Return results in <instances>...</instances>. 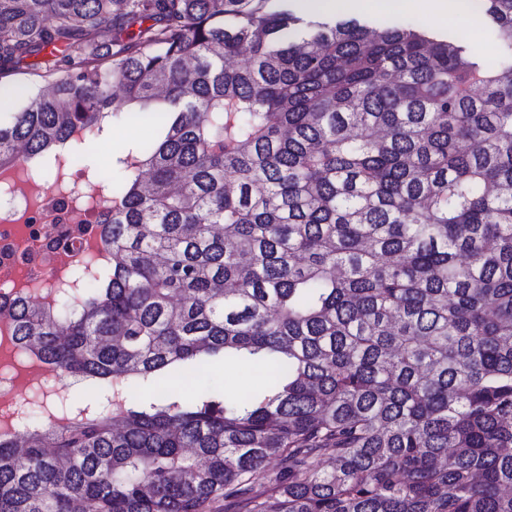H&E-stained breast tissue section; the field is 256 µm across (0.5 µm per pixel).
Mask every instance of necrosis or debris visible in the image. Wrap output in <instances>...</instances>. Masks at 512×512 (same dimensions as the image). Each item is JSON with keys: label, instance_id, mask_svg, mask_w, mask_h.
I'll use <instances>...</instances> for the list:
<instances>
[{"label": "necrosis or debris", "instance_id": "4bbe7bcc", "mask_svg": "<svg viewBox=\"0 0 512 512\" xmlns=\"http://www.w3.org/2000/svg\"><path fill=\"white\" fill-rule=\"evenodd\" d=\"M12 194L16 206L0 212V294L5 296L26 291L35 282L58 281L65 268L81 260L77 251L64 256L51 253L47 248L49 230H79L87 241L100 236L92 210L72 207L66 215H59L55 192L33 196L30 184L20 179Z\"/></svg>", "mask_w": 512, "mask_h": 512}]
</instances>
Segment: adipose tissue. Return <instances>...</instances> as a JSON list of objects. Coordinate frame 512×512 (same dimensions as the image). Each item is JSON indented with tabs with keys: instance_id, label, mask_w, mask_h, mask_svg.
<instances>
[{
	"instance_id": "1",
	"label": "adipose tissue",
	"mask_w": 512,
	"mask_h": 512,
	"mask_svg": "<svg viewBox=\"0 0 512 512\" xmlns=\"http://www.w3.org/2000/svg\"><path fill=\"white\" fill-rule=\"evenodd\" d=\"M301 7L309 12L335 14L414 11L444 26L467 11L468 0H302Z\"/></svg>"
}]
</instances>
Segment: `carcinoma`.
Returning <instances> with one entry per match:
<instances>
[{"mask_svg": "<svg viewBox=\"0 0 512 512\" xmlns=\"http://www.w3.org/2000/svg\"><path fill=\"white\" fill-rule=\"evenodd\" d=\"M271 2L0 0V80L61 53L0 170L98 209L111 251L0 296L19 360L83 387L0 433V512H220L272 460L248 512H512V55ZM473 13L512 52V0ZM130 105L161 134L110 182L81 145ZM226 356L275 377L158 392Z\"/></svg>", "mask_w": 512, "mask_h": 512, "instance_id": "carcinoma-1", "label": "carcinoma"}]
</instances>
